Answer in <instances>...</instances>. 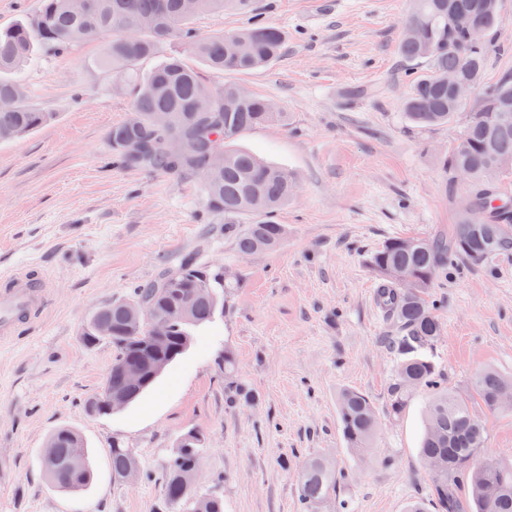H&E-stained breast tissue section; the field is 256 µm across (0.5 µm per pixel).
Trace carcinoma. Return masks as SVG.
<instances>
[{
    "instance_id": "cac0c4a2",
    "label": "carcinoma",
    "mask_w": 512,
    "mask_h": 512,
    "mask_svg": "<svg viewBox=\"0 0 512 512\" xmlns=\"http://www.w3.org/2000/svg\"><path fill=\"white\" fill-rule=\"evenodd\" d=\"M405 26L422 28L423 38H403L402 56L423 60L427 68L411 74L410 92L403 102L409 123L435 128L453 123L458 113L470 111L469 121L448 153L441 158L449 180L457 170L468 173L470 198L482 210L483 221L465 219L448 235L391 237L372 255L370 266L378 281L377 300L393 325L384 344L396 361L390 383L388 413L400 416L410 396L425 398V432L420 448L424 460H440L442 471L433 474L430 496L437 512H512V463L487 452L482 420L456 392L448 389L444 373L432 360L444 325V303L432 289L448 267L465 260L480 266L495 256L512 255V199L501 193L497 176L512 163V78L484 82L489 57L487 45L468 44L448 19L454 13L482 26L487 33L499 23V0H414ZM249 0H192L186 12L182 0H41L35 16L0 29V143L29 134L51 119L24 101L20 74L37 52H56L78 43L112 34L105 62L123 71L155 53L157 43H185L198 65L172 54L137 78L132 111L138 123L112 126L110 140L116 161L127 169L149 170L180 178L196 177L208 212L224 219V230L234 235L242 256L272 251L287 239L284 224L271 215L294 198L297 179L287 169L233 149L241 133L271 123H286L288 114L270 108V99L256 93L237 99L239 85H212L200 67L224 73H242L268 65L282 53L281 31L259 19L226 33L200 37L191 27L194 18L208 11L247 10ZM455 71L481 90L476 106L454 98L445 77ZM135 139L146 152L132 157L123 143ZM405 273L400 283L395 271ZM241 284L224 278L218 267L202 265L192 256L157 279L136 289L133 299L100 307L82 329L87 346L105 341L116 357L97 397L88 409L110 415L107 399L125 396L127 404L141 397L159 378L155 365L169 367L193 343L192 329L204 327L223 309L224 299ZM188 305L190 315L170 322L168 335L152 338L150 325L136 316L142 306L166 316ZM111 328L100 336L99 325ZM138 364L145 375L137 384L125 376L124 366ZM471 390L486 410L502 409L512 398V378L492 368L477 372ZM337 411L346 447L357 456L372 448L377 432L374 402L366 393L342 389ZM206 448L196 431L183 434L174 448L163 486L166 503L179 512H224V501L199 493L186 474L197 468ZM112 476L139 466L132 449L118 441L109 450ZM41 466L52 485L78 495L93 480L89 453L82 436L68 426L56 428L40 454ZM300 499L306 512L336 491V468L320 458L309 460L297 475Z\"/></svg>"
}]
</instances>
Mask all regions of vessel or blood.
<instances>
[{
    "label": "vessel or blood",
    "instance_id": "b4317fda",
    "mask_svg": "<svg viewBox=\"0 0 512 512\" xmlns=\"http://www.w3.org/2000/svg\"><path fill=\"white\" fill-rule=\"evenodd\" d=\"M51 288L43 272L20 269L0 276V340L17 341L21 320L36 321L46 315Z\"/></svg>",
    "mask_w": 512,
    "mask_h": 512
}]
</instances>
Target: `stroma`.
Returning <instances> with one entry per match:
<instances>
[{
    "instance_id": "stroma-1",
    "label": "stroma",
    "mask_w": 512,
    "mask_h": 512,
    "mask_svg": "<svg viewBox=\"0 0 512 512\" xmlns=\"http://www.w3.org/2000/svg\"><path fill=\"white\" fill-rule=\"evenodd\" d=\"M412 8L413 0H250L249 13L194 19L207 36L254 14L285 36L267 66L206 75L288 114L232 143L299 180L295 199L273 215L288 228L286 243L249 257L210 218L197 181L112 161L109 133L131 111L136 74L185 45L160 43L123 74L104 63L106 37L26 66L25 100L52 118L0 144V274L44 270L55 305L20 324V341L0 345V512H161L168 462L191 430L207 444L195 488L221 497L224 512H304L296 476L314 457L338 471L317 512H339L342 500L350 512H405L428 498L433 478L419 455L425 400L413 394L401 416L387 414L396 363L382 343L391 325L369 265L387 238L447 233L468 196L467 182H449L439 160L463 118L421 129L401 108L407 75L420 69L399 50ZM499 8L490 82L512 76V0ZM185 255L231 272L241 288L139 400L92 414L115 351L85 346L84 322ZM435 293L445 306L434 354L449 387L466 398L480 369L512 377V256L458 263ZM223 349L244 394L224 382ZM345 388L376 407L377 435L363 458L342 437L336 398ZM63 425L82 434L95 472L77 496L54 489L40 466L49 434ZM116 441L133 449L145 478L113 477Z\"/></svg>"
}]
</instances>
